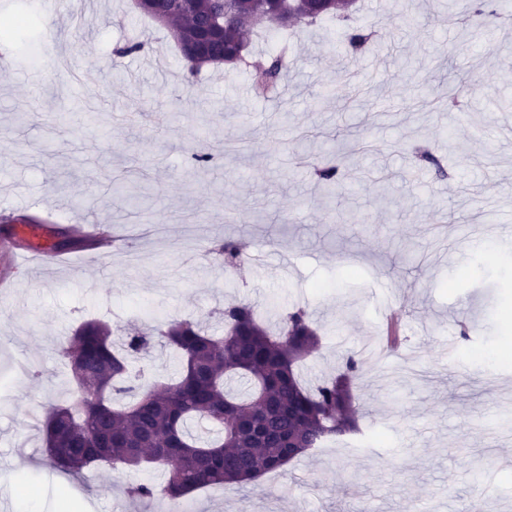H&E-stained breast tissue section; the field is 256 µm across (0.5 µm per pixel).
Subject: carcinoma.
<instances>
[{"mask_svg":"<svg viewBox=\"0 0 512 512\" xmlns=\"http://www.w3.org/2000/svg\"><path fill=\"white\" fill-rule=\"evenodd\" d=\"M355 0L324 3L316 16L300 13L293 27L319 19L352 21ZM173 14L175 39L190 69L234 65L252 44L256 19L276 22L277 0H171L141 6L158 20ZM235 23L201 52L191 50L206 22L224 14ZM348 51L370 48L364 28L346 35ZM278 55L255 67L254 86L274 87L283 67ZM309 168L317 185L330 191L341 178L340 163L314 161ZM228 265L241 260L242 245L224 239L215 247ZM224 335L199 322L175 319L144 332L85 322L67 337L59 356L70 367L76 393L45 411V457L66 474L82 475L99 464L122 465L134 472L162 468L164 484L128 483L132 499L162 497L171 504L204 486L253 482L290 459L307 454L336 437L357 430L359 405L354 393L362 360L346 357L336 376L314 389L301 383L296 368L319 344L311 315L302 306L282 316L277 329L262 327L250 302L224 305ZM174 350L183 371L172 383H146L145 372L132 373L130 360L152 347Z\"/></svg>","mask_w":512,"mask_h":512,"instance_id":"cac0c4a2","label":"carcinoma"}]
</instances>
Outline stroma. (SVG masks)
Returning a JSON list of instances; mask_svg holds the SVG:
<instances>
[{
	"instance_id": "35a3bbf8",
	"label": "stroma",
	"mask_w": 512,
	"mask_h": 512,
	"mask_svg": "<svg viewBox=\"0 0 512 512\" xmlns=\"http://www.w3.org/2000/svg\"><path fill=\"white\" fill-rule=\"evenodd\" d=\"M486 35L449 27L461 0H360L372 51H342L324 21L276 28L287 90L256 96L241 68L191 74L170 30L134 0H0L12 59L0 72V212L49 206L61 224L103 221L131 239L132 267L81 258L23 275L0 296V499L9 512H159L123 492L108 466L66 480L44 463L40 418L73 385L58 355L82 323L193 318L223 334L225 302H252L264 323L304 303L320 345L305 385L347 354L366 447L327 444L244 487L205 488L192 512H512V245L487 222L512 218V0ZM133 40L143 49L116 58ZM467 81L460 110L441 98ZM429 149L448 172L419 165ZM354 154L325 199L293 157ZM208 165L191 173L193 155ZM149 198L132 208L108 172ZM233 237L248 256L211 254ZM485 242L477 250L476 242ZM301 255L297 273L251 259L257 244ZM401 316L398 352L368 357L384 334L376 298ZM452 338L441 358L438 344Z\"/></svg>"
}]
</instances>
